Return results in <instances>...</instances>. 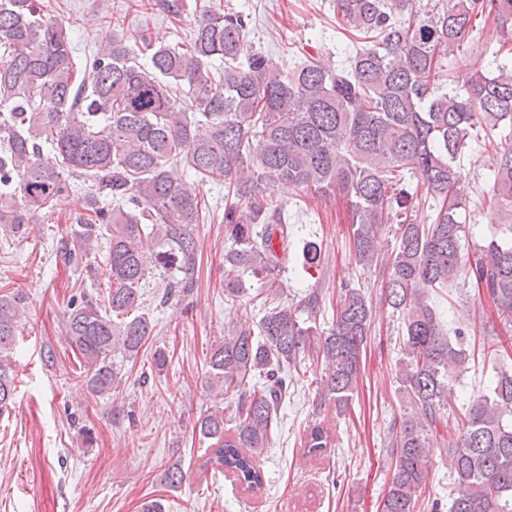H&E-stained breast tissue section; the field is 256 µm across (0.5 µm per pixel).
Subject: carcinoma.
Wrapping results in <instances>:
<instances>
[{
  "label": "carcinoma",
  "instance_id": "carcinoma-1",
  "mask_svg": "<svg viewBox=\"0 0 512 512\" xmlns=\"http://www.w3.org/2000/svg\"><path fill=\"white\" fill-rule=\"evenodd\" d=\"M342 30L363 46L346 64L312 58L287 69L247 48L249 15L221 6L205 12L190 42L162 46L143 36L141 63L124 36L86 60L77 79L65 27L47 20L36 0H0V234L16 236L60 199L76 197V223L59 259L92 272L91 251L103 238L112 270L104 297L83 291L65 314V338L82 357L79 377L93 393L112 392L123 362L154 325L140 308L153 272L169 279L161 302L194 285V227L205 219L201 187L224 183V294L243 292L246 273L276 287L292 260V227L273 190L280 184L336 194L349 204L354 259L378 262V241L398 213L431 204L429 224L399 221L384 266L382 299L402 315L397 361L405 409L394 438L392 477L381 512H415L435 458L448 462L449 512H512V370L501 369L485 392L459 407L448 387L470 360L444 333L429 293L461 279L484 290L500 323L512 327V238H493L466 252L460 159L472 131L488 145L502 124L512 131V66L475 71L465 92L445 89V61L481 15L503 36L512 32V0H437L424 13L416 0H335ZM224 70H212L214 61ZM187 87V99L172 94ZM420 174L411 196L395 179ZM89 183L79 194L76 182ZM490 208L512 232V146L496 148ZM26 298L0 294V414L14 401L12 353ZM371 302L341 286L325 330L306 325L288 306L264 310L257 325L241 318L224 328L208 361V388L236 404L235 427L224 414L198 421L213 440L204 467L231 473L259 492L257 460L268 447L288 391V366L305 353L325 365L319 403L347 411L357 389ZM457 429L447 430L450 416ZM332 429L315 423L304 447H332Z\"/></svg>",
  "mask_w": 512,
  "mask_h": 512
}]
</instances>
